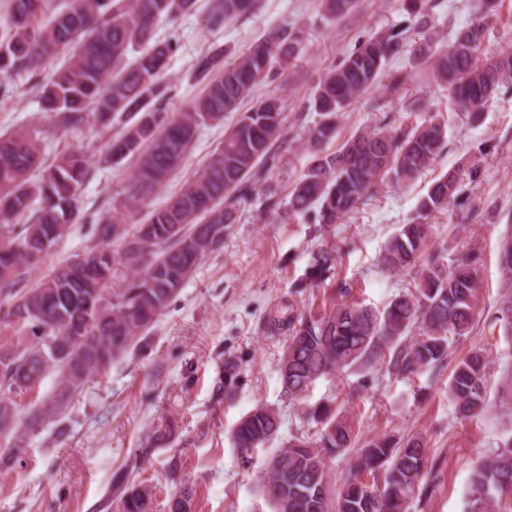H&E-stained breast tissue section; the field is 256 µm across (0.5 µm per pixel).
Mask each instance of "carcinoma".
Wrapping results in <instances>:
<instances>
[{
    "instance_id": "carcinoma-1",
    "label": "carcinoma",
    "mask_w": 512,
    "mask_h": 512,
    "mask_svg": "<svg viewBox=\"0 0 512 512\" xmlns=\"http://www.w3.org/2000/svg\"><path fill=\"white\" fill-rule=\"evenodd\" d=\"M197 0H70L44 20L48 0H11L5 32L0 36V81L40 73L60 55L63 63L38 85L40 111L68 132L89 127L103 132L115 122L123 132L105 143L99 161L136 165L124 196L93 219L98 242L82 257L57 265L30 288L22 286L26 270L40 263L62 239L66 225L82 219L80 190L90 176V160L81 148H70L45 164L37 130L21 127L0 135V296L6 316L30 336L14 350L0 352V436L12 428L16 406L11 395L39 382L53 370L59 389L51 405L33 414L46 419L67 405L90 377L121 358L134 340L161 315L184 286L189 274L224 245V235L240 219V205L281 160L288 141L287 116L278 94H268L242 113L203 169L173 195L168 204L149 212L142 224H130L155 188L182 165L200 128L218 124L237 110L253 88L266 80L275 63H287L301 50L299 38L277 28L269 31L231 68L221 52L198 60V76L208 79L203 93L182 112L168 111L162 79L176 44L157 38L158 26L193 11ZM355 0H323L324 11L337 18ZM496 0H478L476 16L446 43L435 31L428 0H402L403 19L376 31L348 52L319 81L310 107L319 120L308 130L305 150L311 165L288 193L274 191L264 199V213L280 218L288 211L313 224H338L354 212L384 179L409 183L428 169L448 147V126L430 118L421 124H378L351 136L333 152L343 112L380 79L384 94L403 99L408 76L386 70L391 58L405 54L412 68L444 86L454 107L469 123L480 121L495 95L512 93V51L483 55L488 18ZM256 0H211L214 26L249 14ZM422 34L412 40L408 32ZM483 150L437 178L420 196L408 222L389 238L382 266L392 272L416 270L414 287L386 308L356 302L334 305L315 316L289 311L288 338L279 374L290 397L305 393L318 379L345 370L369 369L388 360L387 369L407 378L431 370L452 354L454 339L468 335L479 317L481 288L478 257L458 255L452 264L424 255L430 249V219L451 208H470L464 183L480 181ZM40 172L39 180L33 173ZM29 223L16 231L19 219ZM498 261L504 293L488 325L512 334V232L499 244ZM335 262L325 250L314 258L311 278L320 280ZM421 333L410 335L414 327ZM62 337L69 349L58 356L47 338ZM488 360L481 348L457 360L448 378V397L462 418L482 414L488 405ZM320 426L311 437H294L268 462L261 494L272 512H410L421 480L428 473L426 442L413 435L404 442L392 436L357 441L348 417L331 406L305 410ZM280 414L257 406L239 421L232 441L247 462L273 441ZM171 437L160 428L150 447L136 455L141 463L150 448ZM358 445L349 475L341 483L331 476L326 457ZM367 473L381 474L375 487ZM169 479L181 485L166 512H190L193 488L171 460ZM468 512H495L493 504L512 493V435L493 456L470 473ZM288 509H283V502ZM118 512H156L148 484L132 472L113 477Z\"/></svg>"
}]
</instances>
